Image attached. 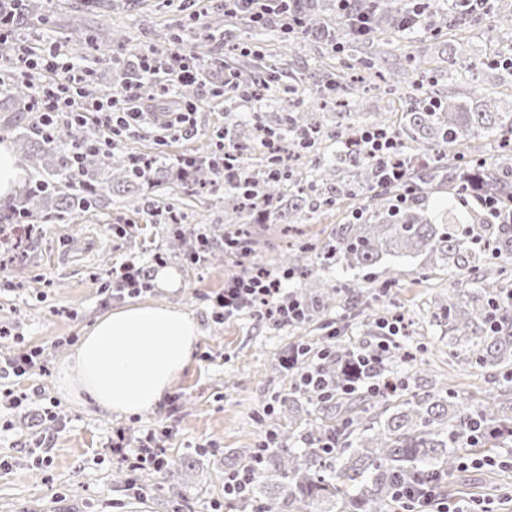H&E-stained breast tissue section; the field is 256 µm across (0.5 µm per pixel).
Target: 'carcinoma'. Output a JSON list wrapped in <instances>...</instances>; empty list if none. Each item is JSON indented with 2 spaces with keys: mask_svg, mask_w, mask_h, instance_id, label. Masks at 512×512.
Returning a JSON list of instances; mask_svg holds the SVG:
<instances>
[{
  "mask_svg": "<svg viewBox=\"0 0 512 512\" xmlns=\"http://www.w3.org/2000/svg\"><path fill=\"white\" fill-rule=\"evenodd\" d=\"M317 0H291L290 13L306 21L307 34L331 40V33L316 19ZM417 8L430 12L431 26L451 29L478 23L481 14L469 0H453L451 7L430 10L424 0H355L353 13L343 17L350 43L359 35L352 21L368 18L371 32L399 31L406 15ZM502 113L482 102L475 107L436 100L420 111L406 113L405 133L421 144L453 149L483 134L495 132ZM291 124L309 136L318 126L308 113L291 117ZM63 137L79 144L96 141V127L69 128ZM17 150L40 173L30 183L26 196L29 217L51 222L64 213L85 212L102 206L112 186L75 189L68 178L70 155L54 142H34L15 137ZM268 169L287 178H264L258 187L245 183L240 197L256 189L267 203L277 201L278 188L293 172L285 165L270 163ZM167 176V167L153 166L147 177L131 170L129 157L112 162L111 182L135 186ZM355 183L371 192L352 220L336 227L327 257L343 259L353 268H370L388 258L422 255L432 269L446 270L454 279L453 294L440 302L437 318L448 326V360L462 359L488 374L487 400L469 402L458 392L414 395L392 405L379 423L370 415V401L339 398L336 419L308 439L306 448H284L299 436V427L288 424V433L278 435L280 447L263 454L262 463L247 486L245 499H256L261 481L273 468L281 482L269 492L268 512H310L314 504H325L322 512H390L393 488L398 483L417 484L435 472L448 474L458 468V455L467 450L487 453L496 443L512 439V281L504 275L512 264V224H493L477 209L467 215L459 211L462 196L476 193L512 204V166L487 165L473 159L452 168L431 158L428 165L407 171L404 179L377 183L371 164L357 167ZM448 188V213L434 222L425 210L429 194ZM334 294L329 287L320 294H303L308 316L320 312ZM357 352H336L323 370L345 384L348 364ZM330 439L339 445L328 455L319 445Z\"/></svg>",
  "mask_w": 512,
  "mask_h": 512,
  "instance_id": "1",
  "label": "carcinoma"
}]
</instances>
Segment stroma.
Instances as JSON below:
<instances>
[{
    "mask_svg": "<svg viewBox=\"0 0 512 512\" xmlns=\"http://www.w3.org/2000/svg\"><path fill=\"white\" fill-rule=\"evenodd\" d=\"M223 5L224 0H54L40 14L26 15L21 34L37 48L65 45L77 64L91 68L92 86L106 90L118 71L133 72L141 53L163 39L177 37L194 47L203 20ZM323 18L334 42L286 34L276 21L248 27L242 19H225L224 29L239 48L227 51L220 39L210 45L205 81L194 99L197 136L163 138L146 124L114 149L118 156L143 153L166 164L183 155L204 160L214 152V132L221 128L245 148L243 163L259 180L265 162L257 130L276 129L298 159L305 196L318 205L306 221L278 218L253 225L249 258L220 252L202 266L187 264L183 255L195 245L194 232H223L225 216L240 197L229 188L191 190L172 171L165 181L113 192L97 210L36 225L24 256L9 263L0 280V325L12 329L9 346H38L44 354L39 368L5 382L21 404L0 399V512H213L217 505L223 512H244L225 499L224 479L248 464L269 424L284 430L294 421L308 435L325 422L319 405L294 393L280 356L298 343L353 350L374 344L379 319L394 308L405 317L402 345L415 359L386 361L385 375L403 380L412 392L445 386L481 399L485 371L449 363L448 330L434 315L435 302L452 292L446 272L421 279L423 257L396 259L400 285L385 294L378 286L387 264L352 269L341 260L325 263L318 254L348 208L361 204L359 196L336 195L356 168L340 154L348 135L379 125L403 134L406 113L438 96L453 95L471 107L491 97L500 111L512 113V68L499 63L512 57V0H489L480 24L452 35L429 27L394 35L381 57L349 44L334 5L325 6ZM100 27L111 28L115 40L95 49L77 41L78 33ZM245 64L277 76L252 104L224 87ZM336 73L358 74L363 81L350 95L340 87L322 96L308 94L314 80ZM302 110L317 112L322 130L307 149L296 146L288 121L291 112ZM326 167L334 174L324 182L319 174ZM328 197L334 205H325ZM171 205L187 217L181 242L157 217ZM303 246L316 255L314 269L308 279L291 277L289 288L316 292L330 281L341 286L312 321L275 326L247 312L223 322L214 319L212 296L225 281L254 264L282 275L287 250ZM157 252L182 274L183 285L172 291L152 287L144 295L186 308L201 326V340L156 407L135 416L91 413L61 387V367L83 329L122 305L101 293L106 273L134 257L151 266ZM117 427L168 432L173 468L134 470L112 456L108 446ZM505 488L512 490V465L453 472L444 493L453 508L474 496L499 498Z\"/></svg>",
    "mask_w": 512,
    "mask_h": 512,
    "instance_id": "1",
    "label": "stroma"
}]
</instances>
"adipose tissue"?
I'll return each mask as SVG.
<instances>
[{"mask_svg": "<svg viewBox=\"0 0 512 512\" xmlns=\"http://www.w3.org/2000/svg\"><path fill=\"white\" fill-rule=\"evenodd\" d=\"M200 336L199 323L183 310L132 301L86 328L61 383L87 409L141 413L171 390Z\"/></svg>", "mask_w": 512, "mask_h": 512, "instance_id": "1", "label": "adipose tissue"}]
</instances>
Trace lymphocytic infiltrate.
Listing matches in <instances>:
<instances>
[{
	"instance_id": "obj_1",
	"label": "lymphocytic infiltrate",
	"mask_w": 512,
	"mask_h": 512,
	"mask_svg": "<svg viewBox=\"0 0 512 512\" xmlns=\"http://www.w3.org/2000/svg\"><path fill=\"white\" fill-rule=\"evenodd\" d=\"M37 73L42 79L32 84L27 109L33 112L35 131L44 140L54 141L61 125H82L91 121L102 131L101 139L92 145L93 150L101 152L131 133L147 115L162 132L185 137L196 132L193 103L181 102L152 110L146 104L144 92L148 86L165 91L179 83L202 82L205 66L190 49L179 47L166 56L153 50L142 55L136 80L128 82L120 95L106 99L88 92L89 70L75 67L58 47L40 56L19 48L13 68L0 69V85L18 74L29 77ZM362 139L368 157L376 163L379 182L403 179L408 159L392 135L374 130L364 132ZM213 304L219 319H229L246 310L258 319L289 325L301 321L304 316L303 305L284 292L281 280L270 278L265 272L232 278L225 284L223 292L215 295ZM381 328L378 341L367 355L358 359L359 366L372 373L369 390L374 394L392 393L399 387L397 381L379 377L378 370L390 346L404 333L401 316H392L382 323ZM328 354L325 347L315 350L304 344L296 345L282 357L281 365L286 370L298 371L301 385L313 388L319 400H335L340 391L347 395L354 393L355 383H348L339 390L325 378L321 363ZM112 452L128 461L134 469L147 463L159 469L166 463L165 446L151 434L134 441L123 430H116ZM393 500L397 512H494L490 502L480 499L449 508L440 483L432 480L416 487L396 486Z\"/></svg>"
}]
</instances>
